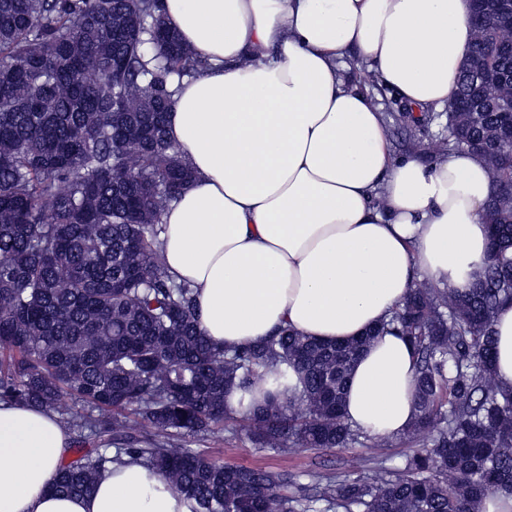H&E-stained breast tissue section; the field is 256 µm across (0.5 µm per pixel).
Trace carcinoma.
I'll use <instances>...</instances> for the list:
<instances>
[{
    "mask_svg": "<svg viewBox=\"0 0 512 512\" xmlns=\"http://www.w3.org/2000/svg\"><path fill=\"white\" fill-rule=\"evenodd\" d=\"M491 16L483 68L494 82L474 84L464 64L441 150H470L504 186L512 98L498 84L512 81V5L473 0L467 60ZM203 68L159 0H0V401L52 411L75 432L52 489L88 495L128 456L193 497L196 512H481L486 495L512 491V388L494 373L495 313L512 302V197L494 192L483 276L460 294L426 279L388 323L417 356L416 417L400 439L429 440L402 467L313 472L296 495L284 472L142 437L147 426L199 435L237 418L261 448H345L364 436L345 401L369 337L332 344L285 328L218 348L198 330L193 289L163 264L162 216L193 176L167 137L170 84ZM256 386L262 405L228 412L229 391ZM66 396L87 412H66Z\"/></svg>",
    "mask_w": 512,
    "mask_h": 512,
    "instance_id": "1",
    "label": "carcinoma"
}]
</instances>
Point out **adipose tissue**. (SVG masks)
Masks as SVG:
<instances>
[{"label": "adipose tissue", "mask_w": 512, "mask_h": 512, "mask_svg": "<svg viewBox=\"0 0 512 512\" xmlns=\"http://www.w3.org/2000/svg\"><path fill=\"white\" fill-rule=\"evenodd\" d=\"M203 70L176 85L167 133L194 179L167 209L164 261L193 289L198 327L246 347L289 327L345 342L387 321L421 279L457 291L483 274L489 168L465 149L396 155L347 75L357 57L418 109L443 110L474 42L470 0H160ZM495 377L512 386V303L494 322ZM416 356L377 336L346 418L372 437L415 417ZM73 434L58 415L0 402V512H195L128 458L87 496L50 489Z\"/></svg>", "instance_id": "1"}]
</instances>
